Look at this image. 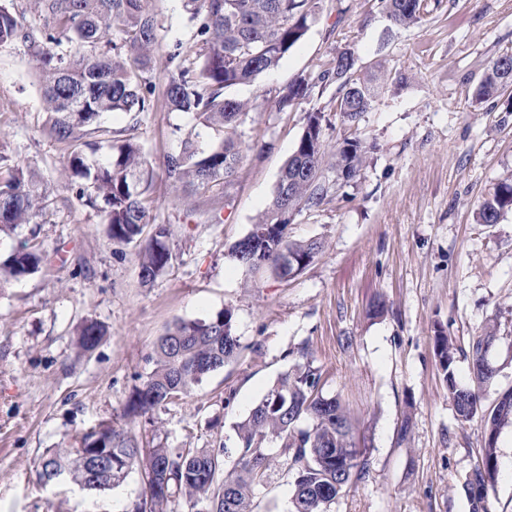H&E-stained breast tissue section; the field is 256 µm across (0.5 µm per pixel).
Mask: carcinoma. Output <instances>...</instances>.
<instances>
[{"instance_id": "obj_1", "label": "carcinoma", "mask_w": 512, "mask_h": 512, "mask_svg": "<svg viewBox=\"0 0 512 512\" xmlns=\"http://www.w3.org/2000/svg\"><path fill=\"white\" fill-rule=\"evenodd\" d=\"M380 4L393 23L403 27L420 22L428 8V0ZM42 7L51 24L34 30L19 20L7 0H0V47L20 45L31 56L46 111L54 114L51 132L71 145L67 168L78 184V196L103 204L112 241L138 243L139 277L142 283H151L167 271L173 256L166 244V225L151 224L150 164L130 139L107 141L106 158L92 160L99 146L85 136L102 131L105 114L148 111L155 87L146 73L157 42V22L146 12L144 0H42ZM321 7V0H184L195 45L178 41L168 52L170 74L162 96L169 111L194 114L200 130L166 157L164 168L172 183L207 187L234 175L242 159L241 116L250 106L231 90L276 69L305 37ZM317 81L336 85L334 111L353 134L343 138L335 161L328 165L324 114L306 113L303 133L280 170L267 211L246 240L232 247L231 256L242 267L255 240L266 250L265 269L281 278H291L310 265L321 243L288 240L292 220L286 214L320 208L332 188L325 172H335L347 184L365 161L368 150L358 123L388 80L361 74L354 51L344 48L334 52L317 75L302 74L276 91V110L291 111ZM510 89L512 54H506L484 72L474 97L479 103H496L505 96V111L512 112V97L506 96ZM212 133L220 136V143L203 147L202 140ZM40 199L22 168L0 173V233L32 223ZM508 211L512 178L500 181L479 205L477 222L496 224ZM149 224L153 232L143 240ZM282 250L288 252L286 273L278 262ZM43 261V254L29 246L0 255V286L36 274ZM102 336L101 326L87 322L76 345L91 352ZM495 340L493 329L470 338L466 358L471 384L462 385L455 375L457 345L442 330L434 336V354L456 420L465 423L479 416L485 426L481 459L463 483L472 512H485L483 503L498 468L497 436L512 424L511 403L482 404V390L497 374L487 360ZM240 351L229 307L209 320L176 323L154 344L152 369L129 397L126 417L145 416L188 394ZM321 378L320 370L309 363L282 374L234 425L232 448L144 445L129 428L101 422L82 432L77 445L46 450L35 466L37 478L45 485L67 478L86 490L102 491L137 471L142 492L126 512H167L180 495L188 512H254L256 490L278 466L291 478L290 512H331L336 500L365 477L369 463L366 449L355 446L349 413L338 398L323 396Z\"/></svg>"}]
</instances>
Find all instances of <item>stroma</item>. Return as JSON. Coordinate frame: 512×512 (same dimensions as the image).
<instances>
[{"label":"stroma","instance_id":"obj_1","mask_svg":"<svg viewBox=\"0 0 512 512\" xmlns=\"http://www.w3.org/2000/svg\"><path fill=\"white\" fill-rule=\"evenodd\" d=\"M158 24L148 73L168 77L167 53L192 30L183 0H147ZM351 47L360 67L379 66L388 85L360 124L369 148L351 184L288 226L293 241L322 250L300 274L251 272L229 256L270 204L279 172L304 128L326 113L333 153L348 129L332 110L335 86L314 88L292 112L269 96ZM512 54V0H430L421 23L395 26L378 0H323L305 39L271 73L235 88L251 110L240 127L243 160L212 187L175 185L164 160L195 131L193 115L150 111L105 116L109 137L134 138L154 175L151 214L169 230L173 260L151 284L139 278L138 249L108 235L105 214L81 200L65 171L71 151L49 115L27 51L0 48V155L46 193L33 223L0 238V253L29 241L46 263L0 291V512H124L141 483L88 492L45 487L33 472L47 448L73 445L99 421L125 424L132 389L151 366L157 339L180 321L234 311L238 359L181 399L158 408L136 434L168 448L234 443L233 425L300 358L322 372L323 392L353 417L369 472L331 512H471L462 489L484 443L481 418L458 423L434 355L443 328L467 343L491 327L497 370L485 403L512 388V212L477 223L475 212L512 175V112L475 104L490 64ZM384 314H370L374 300ZM107 334L89 354L75 345L85 322ZM410 433L399 440L403 420ZM498 474L488 512H512V426L497 443Z\"/></svg>","mask_w":512,"mask_h":512}]
</instances>
